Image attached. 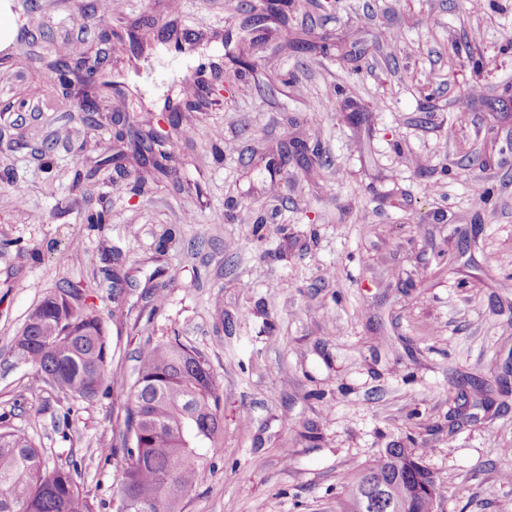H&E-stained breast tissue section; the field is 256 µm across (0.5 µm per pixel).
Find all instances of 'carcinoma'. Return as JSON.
Masks as SVG:
<instances>
[{"label": "carcinoma", "instance_id": "1", "mask_svg": "<svg viewBox=\"0 0 512 512\" xmlns=\"http://www.w3.org/2000/svg\"><path fill=\"white\" fill-rule=\"evenodd\" d=\"M36 335L14 339L16 355L53 389L92 400L109 389L102 321L61 292L35 308ZM216 382L204 360L173 337L140 352L138 376L112 454L118 512H177L209 476L202 453L221 429ZM78 462L50 467L26 437L0 429V512H95L75 478ZM432 472L406 448H387L343 478L336 512H435Z\"/></svg>", "mask_w": 512, "mask_h": 512}]
</instances>
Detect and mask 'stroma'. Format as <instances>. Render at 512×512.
<instances>
[{"instance_id": "1", "label": "stroma", "mask_w": 512, "mask_h": 512, "mask_svg": "<svg viewBox=\"0 0 512 512\" xmlns=\"http://www.w3.org/2000/svg\"><path fill=\"white\" fill-rule=\"evenodd\" d=\"M14 2L0 427L49 464L80 460L96 512H117L102 448L139 349L175 336L222 422L182 512H336L343 477L393 447L435 474L436 512H512V0H292L281 19L260 0ZM66 41L123 91L63 95L47 73ZM236 58L223 102L184 109ZM84 91L100 111L77 110ZM117 117L178 124L165 171L104 164ZM101 208L111 222L88 224ZM64 290L106 329L112 387L90 401L12 350Z\"/></svg>"}]
</instances>
